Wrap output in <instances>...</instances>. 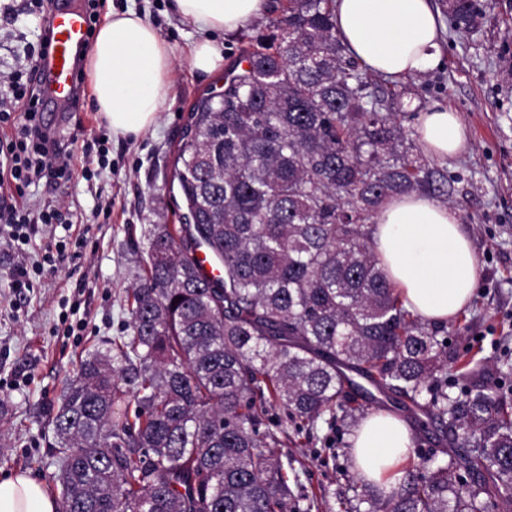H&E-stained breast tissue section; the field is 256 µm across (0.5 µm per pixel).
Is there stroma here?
I'll return each instance as SVG.
<instances>
[{
  "instance_id": "35a3bbf8",
  "label": "stroma",
  "mask_w": 512,
  "mask_h": 512,
  "mask_svg": "<svg viewBox=\"0 0 512 512\" xmlns=\"http://www.w3.org/2000/svg\"><path fill=\"white\" fill-rule=\"evenodd\" d=\"M25 0H0V91L24 50L35 44L41 18L23 12ZM484 13L476 32H448L440 67L399 81L406 116L404 126L419 128L420 116L435 103L447 104L465 124L469 149L447 159L455 191L450 204L460 214L479 261L478 287L470 304L450 320L453 347L474 357L480 384L500 385L496 361L512 353V0H481ZM97 19L110 10L134 6L159 35L184 46L197 32L182 23L172 0H95ZM224 70L205 75L178 59L175 102L156 125L134 140H117L93 107L88 88L64 119L47 112L64 136L83 139L108 135L107 156L76 154L75 166L91 177L75 175L63 185L39 183L26 188L31 208L63 206L72 223L70 236H83L82 247H68L55 271L35 277L33 289L16 292L9 273L18 258L0 246V478L30 474L51 493L56 442L50 414L88 352L106 350L127 335L126 301L147 259V238L157 224H181L186 208L170 185L176 148L192 105L221 90ZM85 282L81 305L74 287ZM285 442L300 462L295 495L317 496L312 512H341L339 503L351 485L349 440L353 428L321 429L317 443H306L284 421Z\"/></svg>"
}]
</instances>
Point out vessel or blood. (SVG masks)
Listing matches in <instances>:
<instances>
[{
  "label": "vessel or blood",
  "instance_id": "vessel-or-blood-1",
  "mask_svg": "<svg viewBox=\"0 0 512 512\" xmlns=\"http://www.w3.org/2000/svg\"><path fill=\"white\" fill-rule=\"evenodd\" d=\"M84 9L68 7L49 19L50 46L37 62L44 102L68 109L78 88L79 55L89 40Z\"/></svg>",
  "mask_w": 512,
  "mask_h": 512
}]
</instances>
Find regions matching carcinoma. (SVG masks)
Instances as JSON below:
<instances>
[{"label":"carcinoma","instance_id":"carcinoma-1","mask_svg":"<svg viewBox=\"0 0 512 512\" xmlns=\"http://www.w3.org/2000/svg\"><path fill=\"white\" fill-rule=\"evenodd\" d=\"M441 2L454 32L482 16L479 0ZM334 7L274 6L224 91L192 106L172 173L192 221L150 231L130 333L82 360L52 417L60 512H311L265 404L313 438L383 407L351 372L423 411V431L460 453L421 459L388 491L354 474L343 512L512 505V393L471 382L448 324L410 310L372 248L389 198L448 203V169L345 55ZM450 366L466 382L457 394Z\"/></svg>","mask_w":512,"mask_h":512}]
</instances>
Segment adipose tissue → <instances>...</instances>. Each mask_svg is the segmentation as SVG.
Listing matches in <instances>:
<instances>
[{"mask_svg": "<svg viewBox=\"0 0 512 512\" xmlns=\"http://www.w3.org/2000/svg\"><path fill=\"white\" fill-rule=\"evenodd\" d=\"M270 0H174L173 9L202 36L186 53L161 38L135 9L107 14L86 64L94 104L113 136L138 138L174 103L173 69L185 55L192 70L211 74L224 61L211 32L238 31L267 14ZM336 32L347 52L370 72L394 79L434 69L442 60L441 14L432 0H336ZM420 136L435 158L466 151L459 115L434 104L420 117ZM373 250L406 306L426 320L445 323L469 303L478 285V261L453 208L422 193L390 198L376 217ZM408 425L389 413L362 420L351 438V457L367 480L390 489L409 453ZM41 482L26 473L0 481V512H56Z\"/></svg>", "mask_w": 512, "mask_h": 512, "instance_id": "obj_1", "label": "adipose tissue"}]
</instances>
